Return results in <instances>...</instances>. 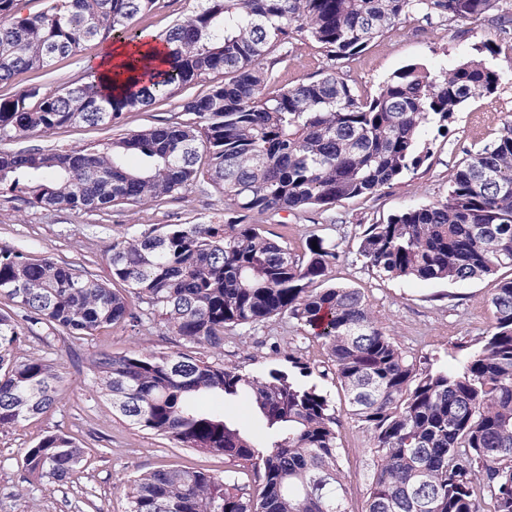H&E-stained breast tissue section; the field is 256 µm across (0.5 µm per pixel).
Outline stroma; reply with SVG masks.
Instances as JSON below:
<instances>
[{"label":"stroma","mask_w":512,"mask_h":512,"mask_svg":"<svg viewBox=\"0 0 512 512\" xmlns=\"http://www.w3.org/2000/svg\"><path fill=\"white\" fill-rule=\"evenodd\" d=\"M196 7L197 0H157L150 12L135 18L133 25L158 34ZM487 40L502 46L490 62L503 80L495 93L470 100L455 113L447 133L436 136L433 154L424 166L372 197L340 201L326 211L308 208L274 216L254 213L246 218L247 223L280 236L296 253L315 237L336 240L340 258L330 283L360 289L383 330L409 354L430 358L437 366L462 358L493 329L496 317L489 300L499 280L512 277V270L502 268L495 275L463 283L389 280L364 267L358 254L359 233L363 225L444 197L464 151L491 143L503 123L512 120V38L501 33L488 15L450 25L436 19L406 18L344 69L352 87L372 94L404 65L453 64L474 56L476 46ZM288 49L287 62L274 68L278 85L312 81L327 70L324 52L306 33H295ZM85 59L81 52L56 58L44 71L17 73L0 83V98L12 97L31 86L53 93L87 80ZM209 87V82L202 81L176 90L145 109L124 113L114 126L76 123L47 136L32 134L2 143L0 149L16 152L101 146L123 133L181 120L182 100L204 95ZM223 221L224 198L203 181L157 201L93 214L37 208L27 204L21 194L0 193V246L86 267L107 282L112 279L108 258L126 226L133 224L143 230L165 224ZM133 351L182 352L253 374L275 363L285 364L292 351L311 364L326 359L321 341L285 318L252 329L228 331L220 350L184 345L157 324L136 330L109 327L84 338L44 328L25 334L17 348L18 356L53 359L62 377L63 398L49 413L0 430V512H129L125 485L142 473L161 467H190L221 478L235 473L234 463L223 456L177 447L113 414L111 402L99 390L92 360L101 352L122 356ZM306 382L317 385L336 406L348 507L350 512H362L371 463L368 436L347 414L343 395L332 377L314 374ZM50 431L76 438L85 451L81 467L62 485L28 481L23 466L26 449Z\"/></svg>","instance_id":"1"}]
</instances>
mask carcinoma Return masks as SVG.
<instances>
[{
    "mask_svg": "<svg viewBox=\"0 0 512 512\" xmlns=\"http://www.w3.org/2000/svg\"><path fill=\"white\" fill-rule=\"evenodd\" d=\"M0 0V81L40 71L108 37L135 39L133 20L157 0H47L21 13ZM497 12L512 29V0H198L158 38L163 77L110 95L93 81L45 93L32 86L0 98V143L75 123L115 125L175 89L222 74L181 104L176 125L121 134L102 148L0 151V191L46 209L101 211L145 204L205 177L224 195L222 224H166L127 231L112 247V281L85 268L0 246V429L52 410L62 377L46 356L18 357L24 328L92 336L157 322L195 347H224L225 331L280 317L321 340L350 418L369 433L373 475L363 512H512V278L490 304L496 324L463 360L420 367L375 319L356 288L328 284L340 258L328 238L293 253L239 212H290L366 198L421 167L431 134L470 99L495 92L502 74L479 57L454 66H402L372 96L339 65L403 18L448 23ZM305 32L332 66L321 78L280 87L269 55ZM317 247H312V244ZM358 253L379 277L464 282L512 268V121L466 152L448 195L363 226ZM147 305L131 309L126 292ZM286 370L260 374L184 353L133 352L93 360L112 411L182 448L222 455L262 481L259 496L236 477L159 468L132 480L129 512H350L336 406ZM205 393L242 396L266 420L255 444L237 425L199 409ZM83 451L48 432L24 467L44 485L68 482Z\"/></svg>",
    "mask_w": 512,
    "mask_h": 512,
    "instance_id": "obj_1",
    "label": "carcinoma"
}]
</instances>
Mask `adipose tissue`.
<instances>
[{
    "instance_id": "obj_1",
    "label": "adipose tissue",
    "mask_w": 512,
    "mask_h": 512,
    "mask_svg": "<svg viewBox=\"0 0 512 512\" xmlns=\"http://www.w3.org/2000/svg\"><path fill=\"white\" fill-rule=\"evenodd\" d=\"M165 57L164 46L156 42L154 33L145 30L135 40L120 39L99 46L85 64L93 79L99 80L107 91L120 93L130 84L131 61H139L152 73L162 68Z\"/></svg>"
}]
</instances>
